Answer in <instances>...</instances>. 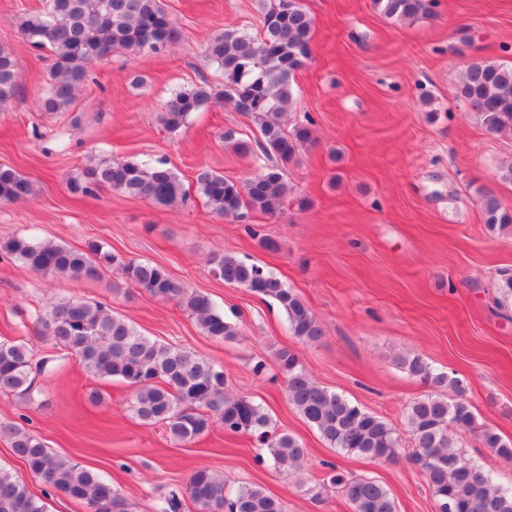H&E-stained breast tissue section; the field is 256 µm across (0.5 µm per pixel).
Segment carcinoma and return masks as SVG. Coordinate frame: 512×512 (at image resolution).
Wrapping results in <instances>:
<instances>
[{"instance_id": "obj_1", "label": "carcinoma", "mask_w": 512, "mask_h": 512, "mask_svg": "<svg viewBox=\"0 0 512 512\" xmlns=\"http://www.w3.org/2000/svg\"><path fill=\"white\" fill-rule=\"evenodd\" d=\"M41 12L18 17V30L32 44L48 48L53 63L47 86L39 97L44 112H66L85 83L89 67L117 50L159 54L180 38V30L162 0H45ZM383 14L413 20L431 12L433 0H374ZM261 29L252 34L226 28L214 34L205 58L224 74V91L201 81L171 93L158 122L169 133L184 127L191 115L222 100L249 116L258 126L254 140L228 128L221 139L243 154L259 152L267 160L257 175L239 183L224 173L204 168L196 175L197 192L219 219L244 223L253 212L279 213L288 200L285 168L311 140V119L292 130L284 127L295 96L292 79L313 52L314 18L304 0H260ZM18 67L13 52L0 45V106L15 97ZM477 112L490 132L512 131V66L492 61L464 65L452 88ZM73 193L92 195L106 188L168 208L188 200L178 174L163 159L151 162L93 159L69 181ZM32 184L17 171L0 167V204L29 198ZM483 221L491 228L512 232V213L487 194L481 200ZM0 253L14 257L45 276L95 279L109 267L151 296L174 301L195 319L209 337L231 341L240 327L212 300L191 291L160 266L123 261L97 241L82 249L55 242H35L23 236L0 240ZM210 273L224 283L250 290L276 302L299 342L320 341L323 330L300 296L283 280L256 263L214 252ZM501 303H512V272H499ZM43 324L54 346L74 355L97 378H119L134 389L132 411L147 424H163L170 437L186 443L219 422L224 431L253 437L267 450L272 467L281 473L304 465L305 449L293 435L279 430L251 398L226 389L224 371L191 353L142 335L132 324L101 302L69 299L49 306ZM291 404L315 427L325 443L348 455L394 461L399 456L395 429L342 395L315 384L296 351H276ZM399 367L410 377L433 387L414 400L406 421L420 467L439 512H512V489L468 457L454 432L476 428V415L466 397L463 380L454 371H436L418 355L400 356ZM44 364L21 340H0V391L24 402L33 401L36 377ZM15 455L51 489L80 502L91 512H127V503L100 475L52 454L40 437L13 422H0ZM484 447L512 460V440L490 428L480 431ZM329 483L342 489L351 512H398L395 498L381 481L368 476L333 474ZM184 494L199 512H284L281 500L256 484L230 490L224 479L207 468L193 471ZM0 512H47L44 500L28 485L0 468Z\"/></svg>"}]
</instances>
